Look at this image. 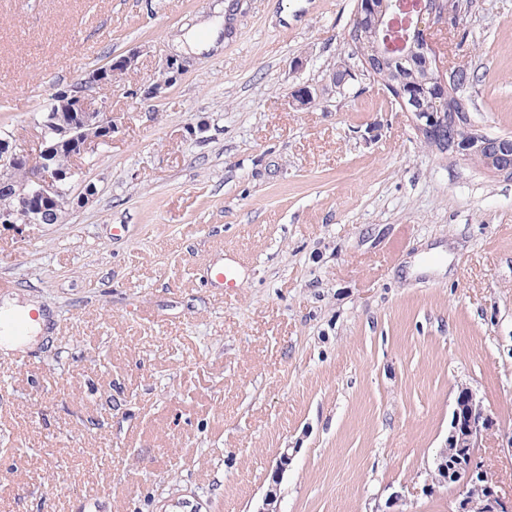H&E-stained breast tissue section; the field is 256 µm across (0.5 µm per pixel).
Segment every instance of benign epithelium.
Wrapping results in <instances>:
<instances>
[{"label":"benign epithelium","instance_id":"1","mask_svg":"<svg viewBox=\"0 0 512 512\" xmlns=\"http://www.w3.org/2000/svg\"><path fill=\"white\" fill-rule=\"evenodd\" d=\"M389 3L384 0L376 5L372 0H360L359 10L367 13L368 35L372 42V53L360 58L361 68L373 73L411 55L425 62V67L435 77V94L442 104H447L452 91L444 75L448 69L442 65L440 49L432 33L442 24L448 31L454 25L438 5L421 6L417 21L412 27L413 37L407 39L398 54L380 41L379 31L384 28ZM138 55L130 52L114 57L101 68L86 73L75 83L59 90L53 99L52 109L76 114V121L60 120L51 126L38 125L36 152L17 148L11 135L0 138V184L15 200L14 208L0 212V225L21 227L32 224H50L55 217L71 208L83 205L94 196L92 184L84 191L71 194V183L76 179L78 168L54 166L55 154L61 146H68L71 159L83 158L102 143H112L115 127L112 111L106 100L99 97L97 89L103 82L113 83L135 68ZM184 70L183 63L168 58L163 64L162 79L147 94L156 97L161 89L169 86ZM403 111L410 116L416 133L423 137H435L452 149L451 156L467 160L470 153L467 146L478 142L490 155L489 165L484 170L497 176L512 177V137L509 135L490 136L476 125L468 112H421L412 102H401ZM495 426L494 419L473 392L463 387L459 390L448 427L445 446L436 457L435 468L423 487L426 493L434 486L453 481L458 484L459 495L467 499L474 489L484 488V512H509L512 504L498 490L496 481L485 469L479 457V448Z\"/></svg>","mask_w":512,"mask_h":512}]
</instances>
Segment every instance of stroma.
<instances>
[{"mask_svg":"<svg viewBox=\"0 0 512 512\" xmlns=\"http://www.w3.org/2000/svg\"><path fill=\"white\" fill-rule=\"evenodd\" d=\"M356 0H0V127L110 57L88 204L0 227L52 320L0 350V512H454L422 488L459 388L512 499V179L421 144L358 71ZM220 26L216 47L182 37ZM472 120L512 135V0H473ZM186 63L157 97L165 58ZM308 87L314 101H293ZM240 277L214 287L213 264ZM285 471H278L280 458Z\"/></svg>","mask_w":512,"mask_h":512,"instance_id":"1","label":"stroma"}]
</instances>
